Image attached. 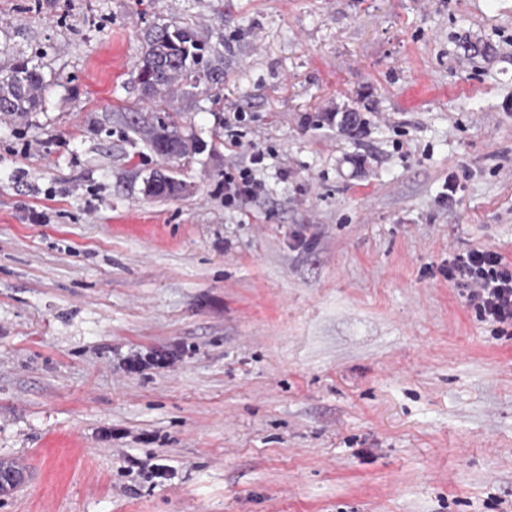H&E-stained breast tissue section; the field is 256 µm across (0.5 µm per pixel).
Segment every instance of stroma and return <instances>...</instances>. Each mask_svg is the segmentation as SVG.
<instances>
[{
	"mask_svg": "<svg viewBox=\"0 0 512 512\" xmlns=\"http://www.w3.org/2000/svg\"><path fill=\"white\" fill-rule=\"evenodd\" d=\"M158 24L206 43L196 87L143 93ZM21 55L46 89L0 117V512H512V333L448 281L512 258V0H0V72ZM157 107L197 152L131 130ZM246 165L261 194L225 206ZM157 171L193 193L146 196ZM175 359L170 354L151 353L143 358L140 355L128 357L125 360V369L130 373H142L151 368H166L174 365Z\"/></svg>",
	"mask_w": 512,
	"mask_h": 512,
	"instance_id": "35a3bbf8",
	"label": "stroma"
}]
</instances>
